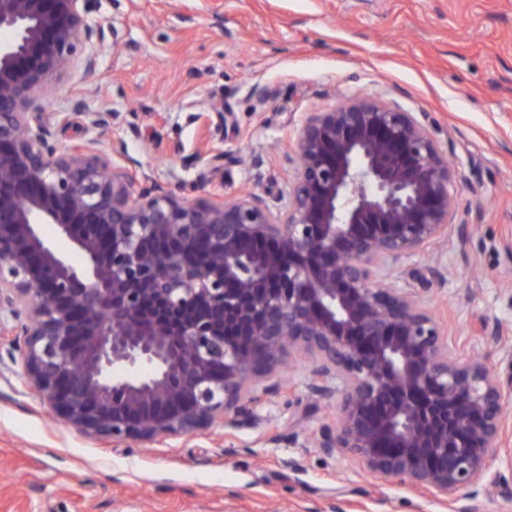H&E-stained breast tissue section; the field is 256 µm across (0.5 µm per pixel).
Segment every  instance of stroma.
Listing matches in <instances>:
<instances>
[{"label": "stroma", "mask_w": 512, "mask_h": 512, "mask_svg": "<svg viewBox=\"0 0 512 512\" xmlns=\"http://www.w3.org/2000/svg\"><path fill=\"white\" fill-rule=\"evenodd\" d=\"M94 25L118 44L93 45L94 77L72 69L45 95L70 115L60 144L83 136L84 112L118 118L100 139L188 197L263 190L288 196L285 144L306 117L361 92L430 113L454 166V223L467 249L448 251V280L430 297L470 356L503 364L512 350V0H96ZM83 92V109L72 93ZM234 112V130L200 116ZM224 170L213 173L215 155ZM500 323L503 349L481 331ZM295 404L263 412L301 439L234 440L222 428L140 447L92 440L26 385L20 356L0 344V512H448L443 497L382 485L346 456L326 458L303 438L332 407L304 399L310 377L286 373ZM479 512H512V469L491 455L474 500Z\"/></svg>", "instance_id": "1"}]
</instances>
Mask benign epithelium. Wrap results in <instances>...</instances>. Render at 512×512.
I'll return each instance as SVG.
<instances>
[{"instance_id": "obj_1", "label": "benign epithelium", "mask_w": 512, "mask_h": 512, "mask_svg": "<svg viewBox=\"0 0 512 512\" xmlns=\"http://www.w3.org/2000/svg\"><path fill=\"white\" fill-rule=\"evenodd\" d=\"M94 3L0 0V338L28 388L88 438H227L268 424L302 359L305 396L337 410L311 447L476 512L457 503L491 454L512 469V386L425 302L448 242L470 240L429 114L355 95L300 127L285 207L257 191L190 200L98 154L111 112L55 139L68 115L43 96L75 67L96 73L78 44L116 37L88 22ZM411 257L429 261L400 266Z\"/></svg>"}]
</instances>
